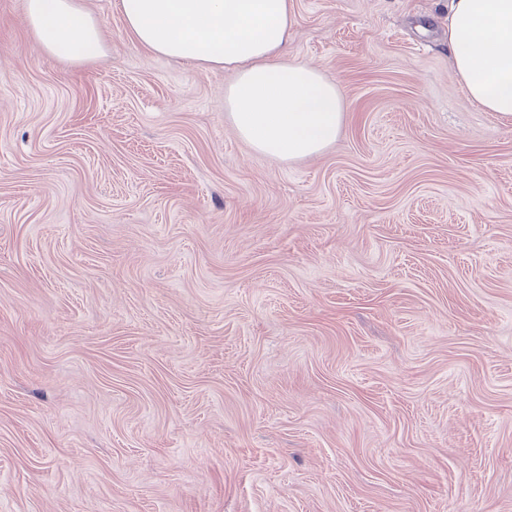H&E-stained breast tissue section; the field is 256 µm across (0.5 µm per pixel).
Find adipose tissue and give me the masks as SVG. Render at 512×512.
Wrapping results in <instances>:
<instances>
[{
	"label": "adipose tissue",
	"instance_id": "obj_1",
	"mask_svg": "<svg viewBox=\"0 0 512 512\" xmlns=\"http://www.w3.org/2000/svg\"><path fill=\"white\" fill-rule=\"evenodd\" d=\"M133 43L148 52L234 70L224 110L261 154L292 162L335 143L345 118L337 81L285 58L292 0H120ZM46 52L72 62L97 55L98 27L80 0H24ZM452 66L469 99L512 121V0H450Z\"/></svg>",
	"mask_w": 512,
	"mask_h": 512
}]
</instances>
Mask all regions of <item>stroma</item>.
<instances>
[{
  "label": "stroma",
  "mask_w": 512,
  "mask_h": 512,
  "mask_svg": "<svg viewBox=\"0 0 512 512\" xmlns=\"http://www.w3.org/2000/svg\"><path fill=\"white\" fill-rule=\"evenodd\" d=\"M116 2L69 63L0 0V512H512V123L448 0H294L347 112L291 164Z\"/></svg>",
  "instance_id": "35a3bbf8"
}]
</instances>
